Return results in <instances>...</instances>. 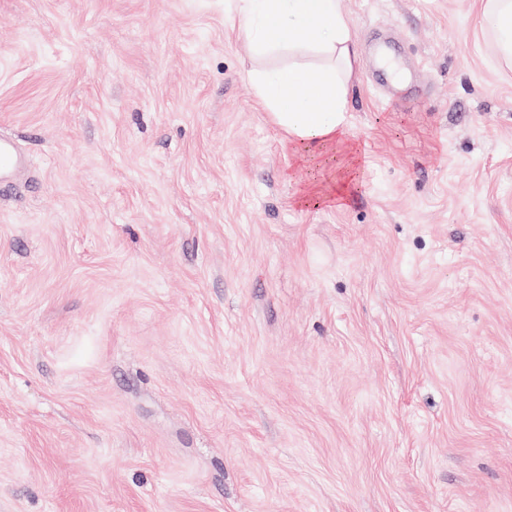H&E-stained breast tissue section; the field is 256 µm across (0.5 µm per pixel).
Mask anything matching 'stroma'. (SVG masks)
Returning <instances> with one entry per match:
<instances>
[{
    "mask_svg": "<svg viewBox=\"0 0 512 512\" xmlns=\"http://www.w3.org/2000/svg\"><path fill=\"white\" fill-rule=\"evenodd\" d=\"M239 2L0 0V512H512L482 0H340L361 172L318 208L346 150L289 153ZM25 165V159L10 140H0V178L7 180L19 172Z\"/></svg>",
    "mask_w": 512,
    "mask_h": 512,
    "instance_id": "obj_1",
    "label": "stroma"
}]
</instances>
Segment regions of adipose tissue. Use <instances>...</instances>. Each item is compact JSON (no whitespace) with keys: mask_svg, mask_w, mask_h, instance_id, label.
I'll use <instances>...</instances> for the list:
<instances>
[{"mask_svg":"<svg viewBox=\"0 0 512 512\" xmlns=\"http://www.w3.org/2000/svg\"><path fill=\"white\" fill-rule=\"evenodd\" d=\"M244 32L264 56L283 64L256 72L251 87L288 150L306 167L347 142L346 69L357 57L352 24L339 0H244ZM312 55L317 65L304 64Z\"/></svg>","mask_w":512,"mask_h":512,"instance_id":"ef3b65f1","label":"adipose tissue"}]
</instances>
